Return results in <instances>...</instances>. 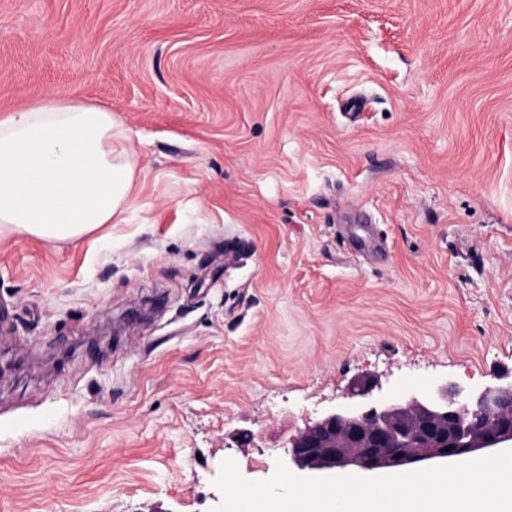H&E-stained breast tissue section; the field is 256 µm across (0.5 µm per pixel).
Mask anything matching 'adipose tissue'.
Listing matches in <instances>:
<instances>
[{
    "instance_id": "adipose-tissue-1",
    "label": "adipose tissue",
    "mask_w": 512,
    "mask_h": 512,
    "mask_svg": "<svg viewBox=\"0 0 512 512\" xmlns=\"http://www.w3.org/2000/svg\"><path fill=\"white\" fill-rule=\"evenodd\" d=\"M137 179L112 112L48 97L0 120V234L74 240L121 214Z\"/></svg>"
}]
</instances>
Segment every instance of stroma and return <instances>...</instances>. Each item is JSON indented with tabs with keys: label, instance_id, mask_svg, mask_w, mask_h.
<instances>
[{
	"label": "stroma",
	"instance_id": "35a3bbf8",
	"mask_svg": "<svg viewBox=\"0 0 512 512\" xmlns=\"http://www.w3.org/2000/svg\"><path fill=\"white\" fill-rule=\"evenodd\" d=\"M50 94L140 175L0 236V512H211L358 385L512 371V0H0V119Z\"/></svg>",
	"mask_w": 512,
	"mask_h": 512
}]
</instances>
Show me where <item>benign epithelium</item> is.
Returning a JSON list of instances; mask_svg holds the SVG:
<instances>
[{
  "label": "benign epithelium",
  "instance_id": "7a95c632",
  "mask_svg": "<svg viewBox=\"0 0 512 512\" xmlns=\"http://www.w3.org/2000/svg\"><path fill=\"white\" fill-rule=\"evenodd\" d=\"M371 392L358 389L293 437L289 460L301 470L372 472L512 447V382L482 389L439 382L374 401Z\"/></svg>",
  "mask_w": 512,
  "mask_h": 512
}]
</instances>
